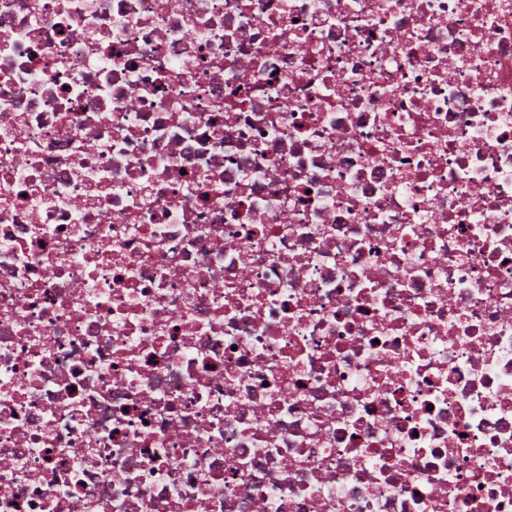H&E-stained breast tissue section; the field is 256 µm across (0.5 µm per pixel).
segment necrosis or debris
I'll list each match as a JSON object with an SVG mask.
<instances>
[{"instance_id": "necrosis-or-debris-1", "label": "necrosis or debris", "mask_w": 512, "mask_h": 512, "mask_svg": "<svg viewBox=\"0 0 512 512\" xmlns=\"http://www.w3.org/2000/svg\"><path fill=\"white\" fill-rule=\"evenodd\" d=\"M0 512H512V0H0Z\"/></svg>"}]
</instances>
